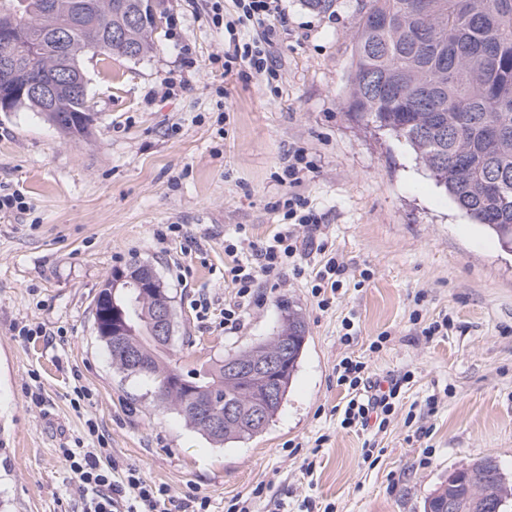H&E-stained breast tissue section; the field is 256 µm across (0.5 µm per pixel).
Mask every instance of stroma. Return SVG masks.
I'll list each match as a JSON object with an SVG mask.
<instances>
[{
    "label": "stroma",
    "instance_id": "35a3bbf8",
    "mask_svg": "<svg viewBox=\"0 0 512 512\" xmlns=\"http://www.w3.org/2000/svg\"><path fill=\"white\" fill-rule=\"evenodd\" d=\"M367 3L319 12L281 0L268 76L226 63L232 0H159L146 56L83 57L86 141L31 110L0 112V193L26 204L0 212V512H81L60 456L79 439L208 512L258 486L255 512L307 500L313 512H424L450 472L488 455L512 481V251L409 147L345 115ZM297 150L310 167L291 186L280 176ZM294 195L321 214L349 277L325 310L289 280L226 334L224 241L241 229L271 237ZM135 260L169 291L171 359L184 372L275 335L282 304L302 312L306 350L266 431L213 444L113 365L94 303ZM442 319L447 335L422 336ZM345 356L374 379H402L386 432L341 427ZM78 387L88 397L76 407Z\"/></svg>",
    "mask_w": 512,
    "mask_h": 512
}]
</instances>
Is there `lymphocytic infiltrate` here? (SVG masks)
<instances>
[{"label":"lymphocytic infiltrate","instance_id":"lymphocytic-infiltrate-1","mask_svg":"<svg viewBox=\"0 0 512 512\" xmlns=\"http://www.w3.org/2000/svg\"><path fill=\"white\" fill-rule=\"evenodd\" d=\"M240 25L263 30L261 39L237 43L232 60L262 74L268 72V47L272 43L269 20L277 13V0H235ZM289 224L270 239L257 243L246 235L224 242L229 262L224 280L232 293L224 301V331L239 332L247 316L259 309L265 290L285 287L287 277L304 276L309 248L321 254L320 268L315 274L312 295L320 308L330 305L326 289H338L348 272L344 261L327 252L318 237L323 228L320 215L307 201L294 196L288 200ZM336 383L347 392L341 425L345 428L386 431L392 421L401 384L390 383L378 389L368 375L367 365L355 358L343 357L336 366ZM62 457L87 495L84 512H207L206 501L195 497L175 502L169 488L145 479L136 469H119L105 448H66Z\"/></svg>","mask_w":512,"mask_h":512}]
</instances>
